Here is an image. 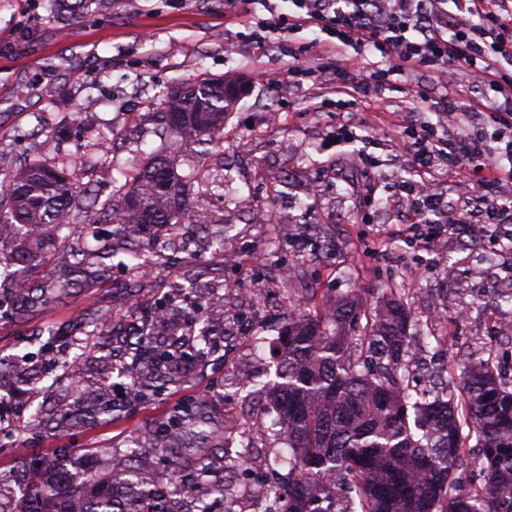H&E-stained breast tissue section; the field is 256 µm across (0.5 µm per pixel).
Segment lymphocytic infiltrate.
I'll list each match as a JSON object with an SVG mask.
<instances>
[{"mask_svg": "<svg viewBox=\"0 0 512 512\" xmlns=\"http://www.w3.org/2000/svg\"><path fill=\"white\" fill-rule=\"evenodd\" d=\"M298 11L256 21L255 38L274 42L284 28L310 24L329 35L324 50L336 60V80L342 86L376 95L386 76H404L427 63L442 77L467 71L476 85L502 97L491 108L489 119L497 125L494 143L469 140L454 151H445L431 132L416 135L414 157L418 166L430 168L438 156L474 164L482 176L470 188L469 198L482 204L488 224L512 222V204L501 203L498 185L504 162L512 163V82L505 80L501 64L512 61V0H464L463 14L448 13L447 0H294ZM379 53L388 69H354L348 51ZM452 212L449 228L468 222L466 210L450 211L443 194L424 190L418 197L413 224L422 239L432 241L434 217Z\"/></svg>", "mask_w": 512, "mask_h": 512, "instance_id": "lymphocytic-infiltrate-1", "label": "lymphocytic infiltrate"}]
</instances>
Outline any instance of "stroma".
I'll list each match as a JSON object with an SVG mask.
<instances>
[{
	"instance_id": "1",
	"label": "stroma",
	"mask_w": 512,
	"mask_h": 512,
	"mask_svg": "<svg viewBox=\"0 0 512 512\" xmlns=\"http://www.w3.org/2000/svg\"><path fill=\"white\" fill-rule=\"evenodd\" d=\"M248 32L224 0H83L76 12L69 0H0V151L19 159L34 147L52 159L111 139L110 160L90 172L75 168L76 177L104 188L113 164L142 163L153 152L152 114L162 110L169 89L233 78L245 92L225 117L224 166L248 199L244 205L199 199L196 224L181 229L193 248L197 223L210 212L224 216L225 242L237 259L226 264L203 255L196 279L201 290L224 285V359L186 368L181 387L96 429L64 437L27 428L0 434V473L87 441L123 443L131 430L149 429L216 381L225 428L234 430L245 407L240 369L257 388L275 378L269 342L288 321L291 291L316 311L353 292L373 307L387 288L404 284L412 312L432 318L435 331L448 338L441 347L413 339L417 388L438 387L457 354L477 351L491 355L512 391V341L496 336L500 324L512 323V306L503 301L512 293V227L493 232L473 223L432 243L417 239L409 229V187L421 170L398 148L434 120L446 96L466 112L487 91L461 73L446 93L433 69L418 66L371 98L339 88L330 59L319 51L326 39L319 28L290 30L271 46L248 42ZM299 56L312 58L313 75L275 86L261 78L264 70L286 71ZM421 86L427 99L415 95ZM270 111L280 114V125L264 123ZM264 208L272 223L253 222L252 210ZM285 268L294 278H279ZM351 269L358 273L353 282L345 277ZM101 293L98 286L71 289L37 320L76 322ZM31 331L0 321V357L43 356Z\"/></svg>"
}]
</instances>
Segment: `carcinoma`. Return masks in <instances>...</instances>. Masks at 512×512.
Masks as SVG:
<instances>
[{"label":"carcinoma","instance_id":"1","mask_svg":"<svg viewBox=\"0 0 512 512\" xmlns=\"http://www.w3.org/2000/svg\"><path fill=\"white\" fill-rule=\"evenodd\" d=\"M231 96L224 83L201 80L164 94L165 111L153 134L190 138V157L160 148L133 169L124 182L112 181L111 198L100 203L94 190L68 176L70 154L44 163L30 158L18 169L0 166V288L16 277L26 286L0 295V319L26 323L70 288L88 281L105 283L118 265L129 275V291L169 262L176 234L194 222L192 200L207 194L224 198V174H214L199 144H224V117ZM187 165L189 172H178ZM112 220L111 237L91 253L78 242L81 224ZM57 245L70 260L59 270L43 268L40 249ZM198 254L179 258L178 278L149 308L131 305L129 329L118 331L112 290L76 328L45 325L44 349L51 367L70 373L95 347L99 361L114 369L118 352L128 361L117 370L127 396L143 403L183 382V368L205 366L223 346L214 339L220 320L201 309L184 283L196 280ZM404 289H391L380 306L365 310L355 296L339 297L311 315L297 302L298 315L275 342L276 380L248 392L246 420L239 424V448H224L195 468L196 479L174 476L164 490L133 466L138 449L163 452L175 441L208 442L224 416L209 391L153 429L131 433L120 446L90 444L77 454L42 456L25 466L27 480L0 476V512H236L232 483L212 474L234 472L251 458L253 428L271 431L288 444L270 467L288 468L281 512H512V392L505 390L494 362L480 353L460 358V374L450 375L446 400H428L412 387L408 329L414 319L403 304ZM46 367L26 356L0 363V426L10 423L17 401L33 399ZM277 418L264 419L269 408ZM115 411L112 399L69 392L52 406L40 405L31 420L62 434L90 429Z\"/></svg>","mask_w":512,"mask_h":512}]
</instances>
